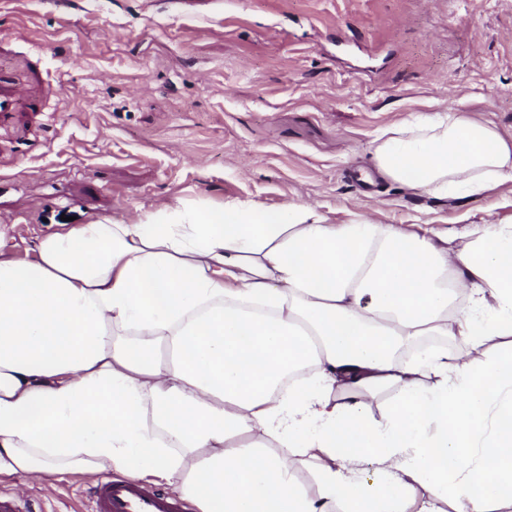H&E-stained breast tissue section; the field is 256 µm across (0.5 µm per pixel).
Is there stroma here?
I'll return each instance as SVG.
<instances>
[{"label": "stroma", "instance_id": "stroma-1", "mask_svg": "<svg viewBox=\"0 0 512 512\" xmlns=\"http://www.w3.org/2000/svg\"><path fill=\"white\" fill-rule=\"evenodd\" d=\"M0 225L24 255L62 217L135 223L184 202L327 224H423L464 245L512 224V181L437 199L367 152L413 114L512 133V0H0ZM97 478L0 474L35 512H92Z\"/></svg>", "mask_w": 512, "mask_h": 512}]
</instances>
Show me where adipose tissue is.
<instances>
[{"instance_id":"ef3b65f1","label":"adipose tissue","mask_w":512,"mask_h":512,"mask_svg":"<svg viewBox=\"0 0 512 512\" xmlns=\"http://www.w3.org/2000/svg\"><path fill=\"white\" fill-rule=\"evenodd\" d=\"M370 153L437 199L512 180V135L461 112ZM464 236L178 203L0 251V474L114 471L195 512H507L512 224ZM448 336L484 360L426 344Z\"/></svg>"}]
</instances>
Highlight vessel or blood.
Here are the masks:
<instances>
[{
	"label": "vessel or blood",
	"instance_id": "b4317fda",
	"mask_svg": "<svg viewBox=\"0 0 512 512\" xmlns=\"http://www.w3.org/2000/svg\"><path fill=\"white\" fill-rule=\"evenodd\" d=\"M93 512H181V509L174 499L145 485L111 478L98 484Z\"/></svg>",
	"mask_w": 512,
	"mask_h": 512
}]
</instances>
